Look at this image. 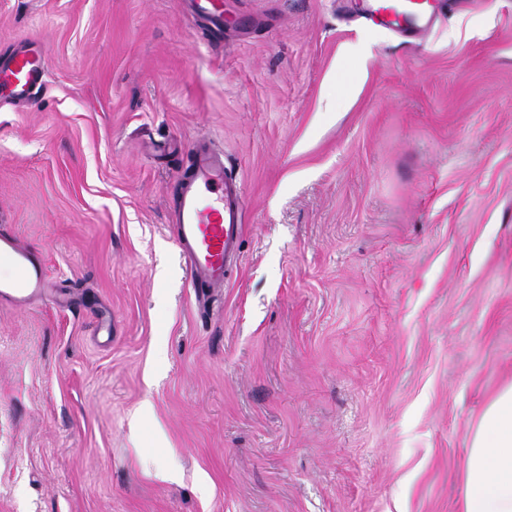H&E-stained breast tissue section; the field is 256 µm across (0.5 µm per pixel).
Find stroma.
Segmentation results:
<instances>
[{"instance_id": "1", "label": "stroma", "mask_w": 512, "mask_h": 512, "mask_svg": "<svg viewBox=\"0 0 512 512\" xmlns=\"http://www.w3.org/2000/svg\"><path fill=\"white\" fill-rule=\"evenodd\" d=\"M0 233L68 304L0 301V512H463L512 382V0L421 41L339 0H0ZM247 196L199 308L173 187ZM164 359H157V349ZM195 11L206 19L214 32L224 27V5L222 0H192ZM46 72V53L29 50L14 56L6 68L0 69V87L13 99L24 101L44 84Z\"/></svg>"}]
</instances>
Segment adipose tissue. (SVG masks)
Wrapping results in <instances>:
<instances>
[{"label":"adipose tissue","mask_w":512,"mask_h":512,"mask_svg":"<svg viewBox=\"0 0 512 512\" xmlns=\"http://www.w3.org/2000/svg\"><path fill=\"white\" fill-rule=\"evenodd\" d=\"M463 512H512V383L482 411L469 438Z\"/></svg>","instance_id":"1"}]
</instances>
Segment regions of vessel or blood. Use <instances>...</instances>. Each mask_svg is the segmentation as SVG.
Wrapping results in <instances>:
<instances>
[{
	"instance_id": "1",
	"label": "vessel or blood",
	"mask_w": 512,
	"mask_h": 512,
	"mask_svg": "<svg viewBox=\"0 0 512 512\" xmlns=\"http://www.w3.org/2000/svg\"><path fill=\"white\" fill-rule=\"evenodd\" d=\"M195 11L213 31L224 26L222 0H192ZM443 0H364L359 15L374 26L412 40L441 15ZM47 57L31 50L13 57L0 69V90L24 101L45 82ZM243 186L211 141L198 139L191 171L177 192L174 210L175 243L184 261L189 287L208 300L224 287L225 277L240 256L244 232ZM0 265L9 270L0 279V297L22 305L32 297L55 299L53 283L42 257L16 237L0 234Z\"/></svg>"
}]
</instances>
